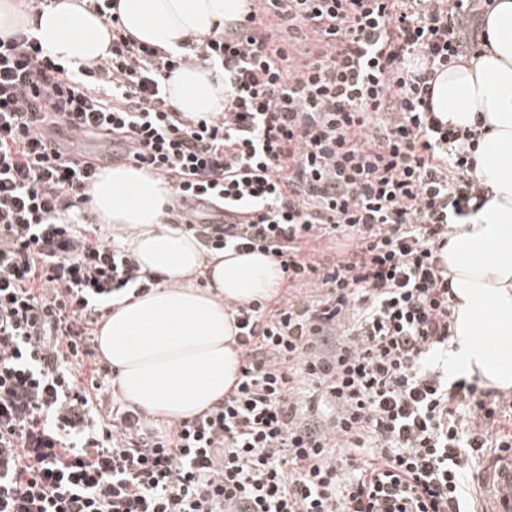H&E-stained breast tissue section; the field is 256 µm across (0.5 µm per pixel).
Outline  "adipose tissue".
<instances>
[{
  "instance_id": "ef3b65f1",
  "label": "adipose tissue",
  "mask_w": 512,
  "mask_h": 512,
  "mask_svg": "<svg viewBox=\"0 0 512 512\" xmlns=\"http://www.w3.org/2000/svg\"><path fill=\"white\" fill-rule=\"evenodd\" d=\"M120 24L134 38L173 51L202 43L243 16L247 0H119ZM24 26L64 62L94 65L112 31L87 0H52L39 12L0 0V33ZM473 55L441 74L433 107L442 121L480 128L473 173L488 202L455 225L442 261L456 311L455 358L487 388H512V0H492ZM178 111L224 109V73L188 66L166 79ZM100 223L124 232L143 271L167 281L118 305L99 331L124 403L152 417L187 418L223 399L238 376L239 352L225 301L275 294L278 264L260 252L206 254L180 226L165 223L170 188L131 167L104 171L90 188Z\"/></svg>"
}]
</instances>
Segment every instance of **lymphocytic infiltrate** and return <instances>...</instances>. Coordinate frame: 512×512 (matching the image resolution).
Instances as JSON below:
<instances>
[{"label":"lymphocytic infiltrate","mask_w":512,"mask_h":512,"mask_svg":"<svg viewBox=\"0 0 512 512\" xmlns=\"http://www.w3.org/2000/svg\"><path fill=\"white\" fill-rule=\"evenodd\" d=\"M90 3L112 28L99 65L0 35V512H464L512 435L491 391L448 376L440 252L486 191L431 80L474 51L481 0H249L250 30L182 54ZM193 63L223 70V111L175 108L164 80ZM64 133L116 150L76 155ZM110 163L164 180L169 223L205 250L266 253L287 284L276 309L232 305L233 387L164 426L97 399L95 324L164 281L89 219Z\"/></svg>","instance_id":"lymphocytic-infiltrate-1"}]
</instances>
